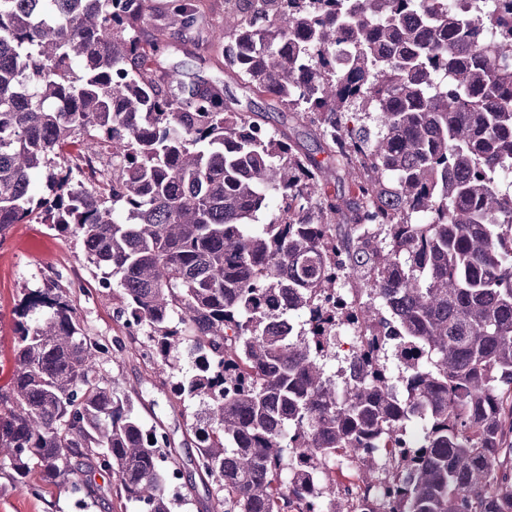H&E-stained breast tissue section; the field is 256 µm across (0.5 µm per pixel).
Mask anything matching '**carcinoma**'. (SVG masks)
<instances>
[{
  "label": "carcinoma",
  "instance_id": "obj_1",
  "mask_svg": "<svg viewBox=\"0 0 512 512\" xmlns=\"http://www.w3.org/2000/svg\"><path fill=\"white\" fill-rule=\"evenodd\" d=\"M250 2L205 36L175 0L164 30L200 62L217 44L313 149L164 66L145 0H0V231L41 214L79 240L126 329L95 333L59 278L25 289L0 471L78 512H172L195 474L205 512H512V0L473 20L439 0ZM333 162L353 196L322 186ZM372 274L336 309L340 283ZM349 323L367 374L344 398L326 366ZM129 345L159 373L190 355L171 405L193 469L108 377Z\"/></svg>",
  "mask_w": 512,
  "mask_h": 512
}]
</instances>
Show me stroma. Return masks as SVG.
I'll return each mask as SVG.
<instances>
[{
    "label": "stroma",
    "mask_w": 512,
    "mask_h": 512,
    "mask_svg": "<svg viewBox=\"0 0 512 512\" xmlns=\"http://www.w3.org/2000/svg\"><path fill=\"white\" fill-rule=\"evenodd\" d=\"M209 63L197 69L194 58L182 47L164 48L161 55L165 64H182L183 77L203 72L227 92L239 99L247 94L234 76L224 71V55L220 49L209 50ZM62 275L73 287L88 289L89 294L79 303L78 312L101 335H123L124 329L116 319L115 304L110 296L97 287L96 270L85 261L79 243L32 219L26 224H14L0 232V384H7L13 368L16 307L24 289L44 287L50 277ZM112 375L123 387L141 393L143 403L139 411L145 420L160 418L174 433L182 458L194 451L187 444L184 419L179 409L168 402L171 382L180 379L179 371L152 372L135 355L119 354L110 366ZM0 512H76L65 492L52 491L48 500L32 496L27 487L13 483L8 474H0Z\"/></svg>",
    "instance_id": "35a3bbf8"
}]
</instances>
